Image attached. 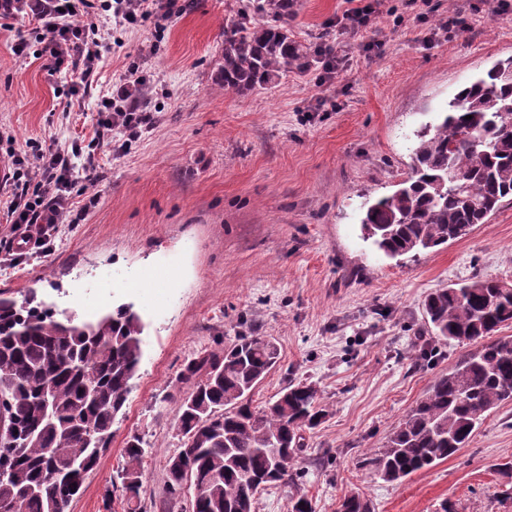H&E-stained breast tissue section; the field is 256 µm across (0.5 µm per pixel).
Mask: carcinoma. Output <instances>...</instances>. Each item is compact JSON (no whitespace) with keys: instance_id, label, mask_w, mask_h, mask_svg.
I'll return each instance as SVG.
<instances>
[{"instance_id":"1","label":"carcinoma","mask_w":512,"mask_h":512,"mask_svg":"<svg viewBox=\"0 0 512 512\" xmlns=\"http://www.w3.org/2000/svg\"><path fill=\"white\" fill-rule=\"evenodd\" d=\"M296 0H246L224 32L219 85L244 94L273 87L310 65L311 47L289 22ZM471 119H466V116ZM512 200V59L464 85L442 121L416 134L409 173L393 193L367 207L364 239L386 257L419 253L465 236ZM423 313L435 338L478 344L374 449L368 464L386 482H401L467 447L489 412L512 403V282L475 275L430 292ZM143 323L119 305L94 322H77L31 295L0 297V502L9 512H65L112 439L139 371ZM268 336H241L219 352L199 355L180 380L191 384L177 428L182 448L167 462L168 493L194 490L193 512H254L259 490L297 487L287 512H312L292 464L305 433L325 409L312 383L290 384L262 408L252 393L277 366ZM148 443L127 439L125 466L112 486L139 498ZM336 512H371L359 492Z\"/></svg>"}]
</instances>
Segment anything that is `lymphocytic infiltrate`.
I'll use <instances>...</instances> for the list:
<instances>
[{"mask_svg": "<svg viewBox=\"0 0 512 512\" xmlns=\"http://www.w3.org/2000/svg\"><path fill=\"white\" fill-rule=\"evenodd\" d=\"M181 11L179 0H0V21L21 20L32 27L48 72L77 73L82 79L97 72L102 61L101 18L123 26L151 17L166 20ZM146 83L137 68L126 71L101 101L99 136L119 134L129 142L155 124L153 112L140 107ZM6 154L11 187L6 217L19 245L29 243L31 227L45 236L72 223L74 189L92 184V174L76 173L67 151L53 142L31 153L11 147Z\"/></svg>", "mask_w": 512, "mask_h": 512, "instance_id": "lymphocytic-infiltrate-1", "label": "lymphocytic infiltrate"}]
</instances>
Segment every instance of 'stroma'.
Listing matches in <instances>:
<instances>
[{"label": "stroma", "instance_id": "35a3bbf8", "mask_svg": "<svg viewBox=\"0 0 512 512\" xmlns=\"http://www.w3.org/2000/svg\"><path fill=\"white\" fill-rule=\"evenodd\" d=\"M426 22H400L403 0H379L365 31L338 26L349 0H297L296 38L326 32L344 57L334 82L320 65L279 84L224 93L217 75L224 30L239 0H191L163 29L111 28L85 92L44 59L15 55V21L0 28V136L18 150L47 140L94 164L98 202L36 249L0 253V292L36 293L57 313L90 320L123 303L145 323L133 390L97 467L67 512H192L193 492L166 488L179 451L189 360L239 336L272 337L280 363L253 394L264 407L288 384H315L327 417L307 432L293 465L314 512H336L351 492L373 512H512V403L495 410L467 448L400 482L366 464L466 354L427 327L425 296L479 274L512 280V200L464 238L390 260L362 236L366 201L393 191L410 147L459 89L512 58V12L481 0H429ZM459 17L463 27L448 28ZM149 79L157 116L124 153L96 142L98 108L130 66ZM147 441L139 499L114 492L131 435Z\"/></svg>", "mask_w": 512, "mask_h": 512}]
</instances>
